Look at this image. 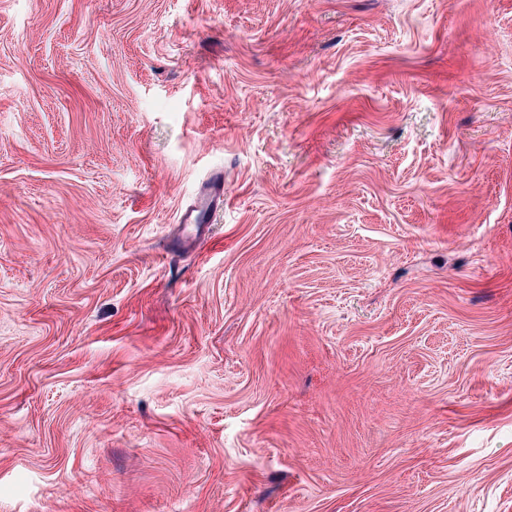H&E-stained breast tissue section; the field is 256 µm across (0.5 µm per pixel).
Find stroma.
<instances>
[{
  "label": "stroma",
  "instance_id": "35a3bbf8",
  "mask_svg": "<svg viewBox=\"0 0 512 512\" xmlns=\"http://www.w3.org/2000/svg\"><path fill=\"white\" fill-rule=\"evenodd\" d=\"M0 512H512V0H0ZM224 206V196L219 187L206 194L198 204L186 210L180 218L182 224H206L207 217H212L217 209Z\"/></svg>",
  "mask_w": 512,
  "mask_h": 512
}]
</instances>
